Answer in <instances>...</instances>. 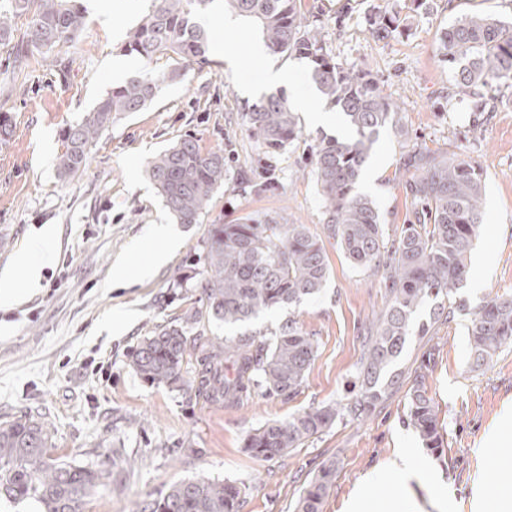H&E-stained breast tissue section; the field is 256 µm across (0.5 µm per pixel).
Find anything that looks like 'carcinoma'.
I'll use <instances>...</instances> for the list:
<instances>
[{"instance_id":"1","label":"carcinoma","mask_w":512,"mask_h":512,"mask_svg":"<svg viewBox=\"0 0 512 512\" xmlns=\"http://www.w3.org/2000/svg\"><path fill=\"white\" fill-rule=\"evenodd\" d=\"M212 0H152V8L131 33L125 51L148 63L173 62L167 72L128 79L107 92L69 127L57 157L58 177L78 176L89 147L122 115L143 111L161 85L186 76L205 58L207 34L194 21ZM435 0H403L393 9L375 6L368 17L373 37L384 40L409 30L408 20L434 9ZM224 7L255 23L270 51L304 56L321 93L346 116L352 138L325 137L315 152L314 174L323 202L328 236L336 239L350 265L382 273L389 304L363 339L358 383L344 398L268 422L249 434L245 448L262 459L282 457L337 423L366 418L389 388L401 384L396 363L410 337L429 335L467 309L459 297L470 272L474 241L482 224V173L452 152L411 148L403 155L412 210L400 234L388 235L376 204L356 191L368 155L388 128L406 140L400 108L382 93L373 74L345 66L326 50L321 33L307 24L302 0H224ZM25 20L20 36L15 19ZM85 27L80 0H11L0 12V46L13 68L24 69L34 54H49L79 39ZM440 60L448 63L458 96L486 110L484 89L512 79V21L467 15L439 36ZM245 122L270 155L280 153L299 134L297 117L284 94L269 95L249 108ZM164 206L178 224H198L215 192L224 185V152L204 150L186 136L147 164ZM330 275L321 239L304 224H282L268 214L257 222L245 216L235 224L207 230L200 280V306L181 322L164 325L133 350L131 367L145 382L185 391L213 404L240 405L252 394L292 397L304 382L318 351L314 334L294 319L269 334L226 336L214 342L199 333L210 320L234 326L263 311L300 304L319 294ZM472 366L488 365L512 344V295H495L472 312L468 327ZM426 373L414 374L408 390L411 425L428 448L441 447L435 406L424 389ZM52 430L42 417L22 413L0 420V495L32 499L39 512H83L85 499L101 484L103 471L52 455ZM335 477L321 469L304 489L295 512H320ZM244 489L229 480H182L160 499L135 512H240Z\"/></svg>"}]
</instances>
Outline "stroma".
I'll return each instance as SVG.
<instances>
[{
  "instance_id": "35a3bbf8",
  "label": "stroma",
  "mask_w": 512,
  "mask_h": 512,
  "mask_svg": "<svg viewBox=\"0 0 512 512\" xmlns=\"http://www.w3.org/2000/svg\"><path fill=\"white\" fill-rule=\"evenodd\" d=\"M82 0L86 27L76 43L58 48L69 71L59 76L41 57L16 73L0 48V112L14 126L0 145V271L18 253L56 227L41 265L38 290L19 307L0 311V416L39 413L52 426L54 455L93 465L105 476L84 512H132L136 503L164 495L182 480H230L244 490L241 512H293L295 501L322 467L336 468L322 512H343L368 474L371 512H395V482L388 468L409 453L411 466L430 465L440 487L460 512H469L472 483L497 477L500 454L484 440L512 407V346L475 370L469 357V316L441 325L432 340L411 337L399 363L405 376L428 364V397L437 409L443 446L425 448L408 415L407 390L399 388L361 421L342 422L288 455L263 460L244 450L261 425L283 421L311 406L336 401L352 381L362 354L364 330L388 304L380 276L353 268L328 237L312 174L322 137L347 138L352 130L340 111L321 126L300 113L301 133L278 156H266L250 136L244 114L252 104L242 86L261 84L267 68L288 70L285 95L316 91L312 63L301 56L258 58L249 45L227 41L205 14L196 17L210 42L224 40L238 67L225 70L207 58L192 64L185 81L163 85L140 112L113 123L92 146L82 175L56 176L65 129L112 87L150 67L123 50L130 31L147 14L149 0ZM382 0H304L331 55L372 71L383 92L401 107L409 132L384 131L367 168L379 176L368 196L387 232L401 229L411 209L401 167L405 144L463 154L485 180L480 235L462 295L470 306L512 292V88L492 84L487 96L497 109L474 129L469 100L449 96L452 74L440 62L438 39L464 15L512 16V0H437L434 12L416 17L410 30L376 40L367 17ZM195 136L207 150H223L224 185L197 224H177L146 174L147 162L178 141ZM276 214L304 224L321 237L330 277L318 297L262 313L227 329L210 322L205 334L221 339L276 328L295 319L319 341L317 356L298 393L289 399L256 396L240 407L215 406L184 392L144 382L130 354L158 326L197 305L201 289L191 274L205 253L209 225L241 216ZM158 224L172 225L179 243L148 279L138 264L161 248ZM127 266L130 287L113 285L117 263Z\"/></svg>"
}]
</instances>
